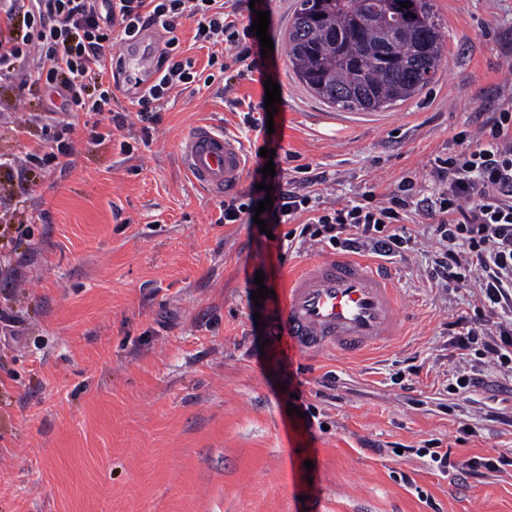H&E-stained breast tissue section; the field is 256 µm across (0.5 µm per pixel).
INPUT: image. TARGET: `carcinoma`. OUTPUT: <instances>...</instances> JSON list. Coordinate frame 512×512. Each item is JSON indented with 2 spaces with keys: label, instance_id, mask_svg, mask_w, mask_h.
<instances>
[{
  "label": "carcinoma",
  "instance_id": "carcinoma-1",
  "mask_svg": "<svg viewBox=\"0 0 512 512\" xmlns=\"http://www.w3.org/2000/svg\"><path fill=\"white\" fill-rule=\"evenodd\" d=\"M287 40L292 69L313 94L363 112L420 94L444 50L434 0H299Z\"/></svg>",
  "mask_w": 512,
  "mask_h": 512
}]
</instances>
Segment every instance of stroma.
Here are the masks:
<instances>
[{
	"instance_id": "obj_1",
	"label": "stroma",
	"mask_w": 512,
	"mask_h": 512,
	"mask_svg": "<svg viewBox=\"0 0 512 512\" xmlns=\"http://www.w3.org/2000/svg\"><path fill=\"white\" fill-rule=\"evenodd\" d=\"M445 42L433 82L378 112L340 111L314 96L288 61L299 0H268L274 45L251 71H227L162 111L148 145L121 153L77 124L66 170L26 165L0 183V512H512V377L462 361L448 325L478 303L430 287L436 241L410 227L393 258L404 331L359 358L308 354L269 336L290 275L324 258L304 245L280 258L255 224L219 223L220 197L198 188L179 146L208 124L243 138L248 105L273 79V139L282 169L326 172L327 202L386 195L402 177L431 182L432 161L476 113L512 86V0H434ZM57 94L0 87V154L24 163ZM33 209L44 222L18 227ZM271 296L254 304L255 274ZM460 370L483 388L451 390ZM314 406L318 423L286 409ZM451 461L510 458L462 478L439 473L426 441ZM379 451H371L370 443ZM312 468H305V461Z\"/></svg>"
}]
</instances>
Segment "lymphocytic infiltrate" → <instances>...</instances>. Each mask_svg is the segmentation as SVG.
Segmentation results:
<instances>
[{
	"mask_svg": "<svg viewBox=\"0 0 512 512\" xmlns=\"http://www.w3.org/2000/svg\"><path fill=\"white\" fill-rule=\"evenodd\" d=\"M186 20L195 25L194 42L213 46L208 61L221 71L251 57L257 34L227 0H0V83L21 96L42 81L62 98L55 132L28 151L30 163L44 171L67 168L79 113L108 112L116 128H124L123 116L111 112L117 89L109 48L130 44L141 30L166 35L153 83L131 100L144 123L143 139H150L175 90L211 85L214 75H202L179 52L177 32ZM453 140L456 150L432 163L431 185L406 177L386 198L368 190L336 207L317 193L327 177L312 167H296L289 178L258 172L255 181L270 180L272 191L225 199L218 221L249 224L258 215L291 225L293 240L387 261L408 249L410 223L429 224L438 244L428 272L432 286L479 291L473 315L456 322L454 347L467 352L480 343L484 358L512 372V95L495 111L479 113L474 128ZM268 198L272 209L256 213Z\"/></svg>",
	"mask_w": 512,
	"mask_h": 512,
	"instance_id": "lymphocytic-infiltrate-1",
	"label": "lymphocytic infiltrate"
}]
</instances>
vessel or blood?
Returning <instances> with one entry per match:
<instances>
[{"instance_id": "vessel-or-blood-1", "label": "vessel or blood", "mask_w": 512, "mask_h": 512, "mask_svg": "<svg viewBox=\"0 0 512 512\" xmlns=\"http://www.w3.org/2000/svg\"><path fill=\"white\" fill-rule=\"evenodd\" d=\"M179 154L193 182L217 195L238 187L247 159L238 137L207 126L196 127ZM399 304L389 268L356 257L322 258L290 278L269 331L309 354L357 358L401 334Z\"/></svg>"}]
</instances>
